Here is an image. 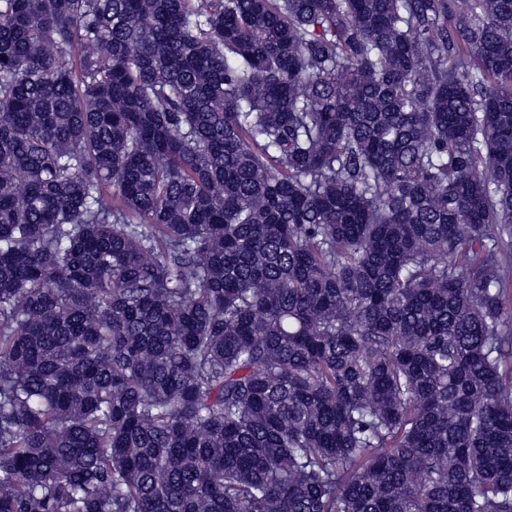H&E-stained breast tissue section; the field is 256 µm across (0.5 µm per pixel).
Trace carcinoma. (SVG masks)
<instances>
[{"instance_id":"cac0c4a2","label":"carcinoma","mask_w":512,"mask_h":512,"mask_svg":"<svg viewBox=\"0 0 512 512\" xmlns=\"http://www.w3.org/2000/svg\"><path fill=\"white\" fill-rule=\"evenodd\" d=\"M512 0H0V512H512Z\"/></svg>"}]
</instances>
